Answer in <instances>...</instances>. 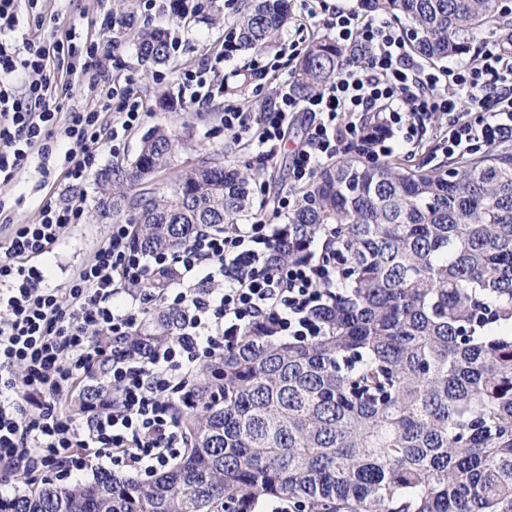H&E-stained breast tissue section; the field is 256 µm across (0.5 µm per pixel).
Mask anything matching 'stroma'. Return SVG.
Here are the masks:
<instances>
[{
	"mask_svg": "<svg viewBox=\"0 0 512 512\" xmlns=\"http://www.w3.org/2000/svg\"><path fill=\"white\" fill-rule=\"evenodd\" d=\"M238 0H212V8L206 16L180 19L170 12L156 10L151 15L141 14L138 0H45L43 12L47 19L43 27L32 26L22 20L21 26L28 35L50 37L52 31L64 28L69 23L86 25L97 13H111L117 20L106 39L112 45V77L133 75L135 92L144 112L142 123L134 128L121 147L119 155L103 152L96 168L89 173L82 191L86 197V214L83 223L70 228L51 259L52 278L55 288L65 287L74 270L93 254L109 234L114 222L112 216L101 214L97 183L100 174L112 165H126L138 154L141 138L149 130L163 124L172 129L181 139L172 168L160 171L145 180L148 188L160 189L170 184L178 170L204 163H220L230 159L242 166L261 169L273 174L280 184L289 181V168L294 148L300 143L303 130L310 116L297 114L288 130V141L274 158H266L256 148L245 147L224 132V103L232 100L242 103L251 97V87H244L241 95L231 97L222 89H215L213 98L206 105L185 102L181 93V77L185 66L208 61L214 63L221 80L233 82L238 72L253 70L255 62L279 61L278 72L267 75L264 100L276 101L279 92L293 91L291 78L294 65L287 56L275 52L253 54L242 50L231 51L224 45L229 33ZM167 29L171 40L178 47L171 59L160 71L146 69L136 49V33L145 23ZM167 99L168 111L159 108L160 99ZM42 185L37 163L23 171L15 182L0 187V197L7 199L13 208L15 223H31L37 209L48 193Z\"/></svg>",
	"mask_w": 512,
	"mask_h": 512,
	"instance_id": "stroma-1",
	"label": "stroma"
}]
</instances>
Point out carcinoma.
<instances>
[{"label": "carcinoma", "mask_w": 512, "mask_h": 512, "mask_svg": "<svg viewBox=\"0 0 512 512\" xmlns=\"http://www.w3.org/2000/svg\"><path fill=\"white\" fill-rule=\"evenodd\" d=\"M404 22L428 64L468 52L486 30L512 48L501 0H359ZM288 0H244L238 48H269ZM145 62L170 57L167 32L137 34ZM329 36L295 63L296 94L350 63ZM180 139L157 126L127 168L100 180L104 206L138 225L137 245L175 251L194 231L238 224L258 174L231 164L181 170L160 192L136 189L172 165ZM328 233L341 290L317 311L326 334L298 342L256 328L203 363L174 404L185 452L149 482L98 473L0 501V512H255L286 498L307 512H512V143L433 168L349 152L299 195L278 258H306ZM180 318L159 311L130 341L148 349ZM100 392L67 402L78 412Z\"/></svg>", "instance_id": "obj_1"}]
</instances>
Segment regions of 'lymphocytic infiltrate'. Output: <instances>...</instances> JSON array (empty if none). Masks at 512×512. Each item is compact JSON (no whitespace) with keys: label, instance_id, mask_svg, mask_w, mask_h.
Listing matches in <instances>:
<instances>
[{"label":"lymphocytic infiltrate","instance_id":"lymphocytic-infiltrate-1","mask_svg":"<svg viewBox=\"0 0 512 512\" xmlns=\"http://www.w3.org/2000/svg\"><path fill=\"white\" fill-rule=\"evenodd\" d=\"M23 2L42 25L40 0H0V183L13 182L33 158L49 162L59 140L66 149L57 170L74 190L103 152L118 153L141 122V104L133 78L113 80L104 67L112 54L101 36L111 16L94 18L95 37L72 23L51 39L32 38L20 26ZM328 26L354 57L335 80L301 100L282 94L259 113L224 109L225 132L269 157L293 114H312L281 213L294 210L296 188L350 145L374 159L409 153L436 118L438 145L451 157L512 140V53L497 41L431 67L410 54L389 17L335 9ZM75 73L92 76L96 105L66 112L65 78ZM374 110L385 120L377 132L360 123ZM83 218V199L48 196L33 223L17 224L0 201L7 229L0 236V500L19 495L17 477L26 471L45 472L61 487L105 464L152 477L184 447L170 406L187 399L202 361L237 345L251 326L300 342L324 335L315 311L336 296L335 256L316 249L304 261L273 263L280 227L261 219L202 228L174 253L136 247L132 225L115 224L65 289L50 287L43 259ZM163 273L172 282L158 297L145 284ZM160 309L179 314L182 325L142 353L128 338ZM104 334L118 338L112 350L102 347ZM89 380L111 390L112 400L73 415L66 402Z\"/></svg>","mask_w":512,"mask_h":512}]
</instances>
